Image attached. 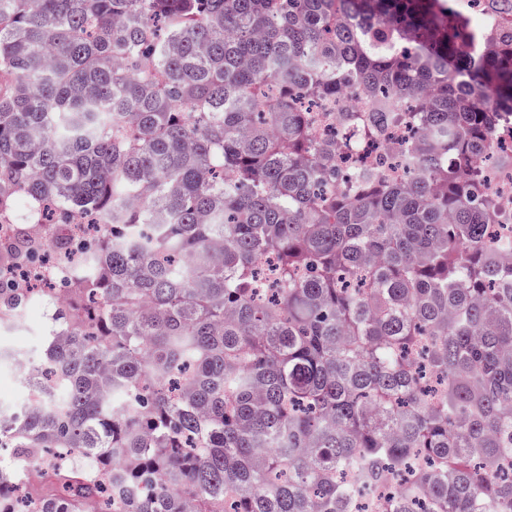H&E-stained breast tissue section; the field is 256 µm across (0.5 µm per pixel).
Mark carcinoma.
Wrapping results in <instances>:
<instances>
[{
	"mask_svg": "<svg viewBox=\"0 0 512 512\" xmlns=\"http://www.w3.org/2000/svg\"><path fill=\"white\" fill-rule=\"evenodd\" d=\"M467 2L0 0V219L112 226L27 375L45 401L0 415V512H350L416 459L377 512H512V237L474 186L512 0ZM350 84L362 135L418 127L414 178L346 182L316 142L302 104Z\"/></svg>",
	"mask_w": 512,
	"mask_h": 512,
	"instance_id": "1",
	"label": "carcinoma"
}]
</instances>
